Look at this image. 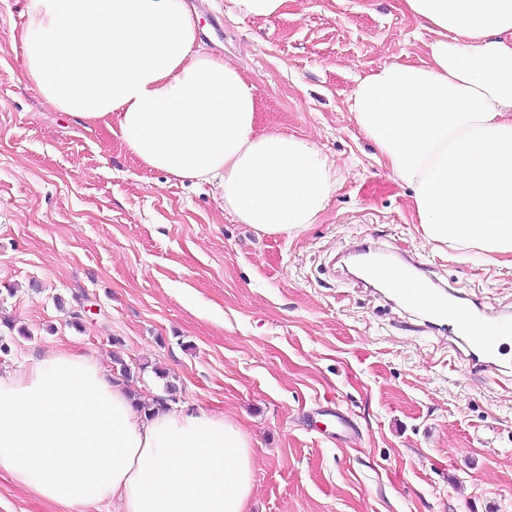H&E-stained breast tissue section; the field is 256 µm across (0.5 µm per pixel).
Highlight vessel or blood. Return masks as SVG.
Wrapping results in <instances>:
<instances>
[{
	"instance_id": "vessel-or-blood-1",
	"label": "vessel or blood",
	"mask_w": 512,
	"mask_h": 512,
	"mask_svg": "<svg viewBox=\"0 0 512 512\" xmlns=\"http://www.w3.org/2000/svg\"><path fill=\"white\" fill-rule=\"evenodd\" d=\"M369 281L386 283L405 308L421 312L430 328L444 332L463 372L495 374L512 345V317H489L475 310L465 294L429 287L416 262L397 266L381 258L362 260Z\"/></svg>"
}]
</instances>
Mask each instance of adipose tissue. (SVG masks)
Instances as JSON below:
<instances>
[{
    "mask_svg": "<svg viewBox=\"0 0 512 512\" xmlns=\"http://www.w3.org/2000/svg\"><path fill=\"white\" fill-rule=\"evenodd\" d=\"M432 32L425 60L358 78L349 110L422 235L492 263L512 255V0H404ZM14 35L44 102L117 122L146 168L215 184L224 211L264 235L317 223L336 167L311 139L257 132L258 94L197 46L186 0H26ZM0 469L69 512H246L252 442L202 409L139 414L91 357L50 351L0 372Z\"/></svg>",
    "mask_w": 512,
    "mask_h": 512,
    "instance_id": "ef3b65f1",
    "label": "adipose tissue"
}]
</instances>
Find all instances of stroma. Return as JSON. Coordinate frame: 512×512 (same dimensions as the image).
<instances>
[{
  "instance_id": "obj_1",
  "label": "stroma",
  "mask_w": 512,
  "mask_h": 512,
  "mask_svg": "<svg viewBox=\"0 0 512 512\" xmlns=\"http://www.w3.org/2000/svg\"><path fill=\"white\" fill-rule=\"evenodd\" d=\"M205 49L258 93L261 131L309 137L340 181L295 238L257 233L215 187L141 166L118 133L48 107L0 0V369L87 355L131 392L235 420L250 436L247 512H512V348L499 376L464 375L445 335L359 287L364 244L512 314V256L485 263L422 238L411 190L355 124V80L424 58L403 0H288L268 19L189 0ZM0 512H67L0 469Z\"/></svg>"
}]
</instances>
